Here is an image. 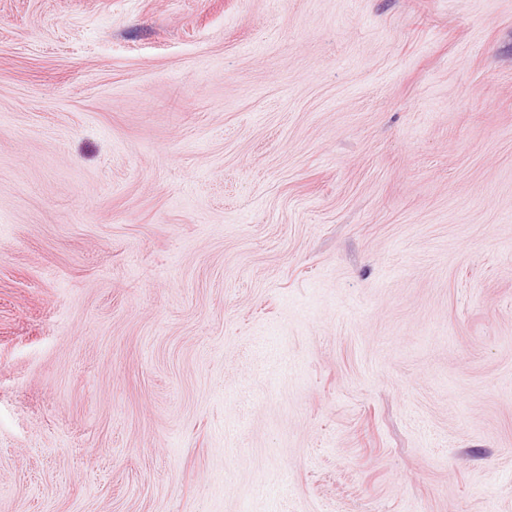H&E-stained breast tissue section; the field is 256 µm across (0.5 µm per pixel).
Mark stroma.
<instances>
[{"label":"stroma","mask_w":512,"mask_h":512,"mask_svg":"<svg viewBox=\"0 0 512 512\" xmlns=\"http://www.w3.org/2000/svg\"><path fill=\"white\" fill-rule=\"evenodd\" d=\"M0 512H512V0H0Z\"/></svg>","instance_id":"35a3bbf8"}]
</instances>
